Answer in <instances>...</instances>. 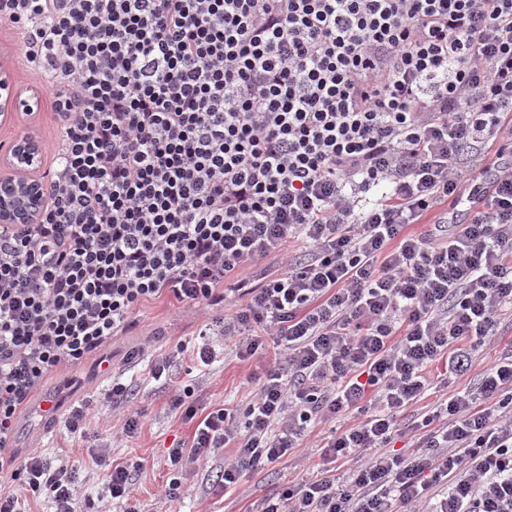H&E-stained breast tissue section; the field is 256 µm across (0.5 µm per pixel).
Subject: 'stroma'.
Returning <instances> with one entry per match:
<instances>
[{
  "label": "stroma",
  "mask_w": 512,
  "mask_h": 512,
  "mask_svg": "<svg viewBox=\"0 0 512 512\" xmlns=\"http://www.w3.org/2000/svg\"><path fill=\"white\" fill-rule=\"evenodd\" d=\"M57 126L58 115L51 99L45 96L32 116L18 115L0 123V143L8 144L24 134H34L45 150L39 169L44 175L53 167L49 148L55 139ZM215 316V311L190 309L170 296H162L147 303L140 312L138 323L124 335L116 337L105 348L104 354L111 364L121 365L129 350L141 344L145 337L153 335L160 350H178V368L186 370L191 364L199 329ZM263 370L261 360L242 362L234 353H225L223 359L212 365L206 378L200 402L202 410L208 411L224 403L231 406L239 404L247 378L261 377ZM111 381V373L97 367L92 360L49 376L18 417L15 446L23 454L32 450L41 451L49 457L72 453L79 467L91 473L90 479L81 486L82 496L100 500L103 512H126V502L103 498L102 481L91 472L93 462L88 450L76 449V441L65 424L66 413L73 406L86 402L92 406L88 418L89 432L102 438L110 437L113 420L105 393ZM44 399L58 404L56 416L48 421L41 420L35 412L36 406ZM168 404L164 390L152 386L139 387L134 406L144 413L142 427L135 437L120 441L112 450L114 462L139 460L143 463L133 490L134 501L141 512H152L159 491L171 477L167 449L172 441L193 438L194 422L169 411ZM329 427L325 423L317 425L306 438L304 447L294 449L281 462L258 466L248 480L232 493L226 494L214 487L215 470L207 468L185 475L184 492L173 504L175 512H259L266 497L287 483L300 481L322 464L318 444Z\"/></svg>",
  "instance_id": "35a3bbf8"
}]
</instances>
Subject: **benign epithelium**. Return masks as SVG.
Masks as SVG:
<instances>
[{"label": "benign epithelium", "mask_w": 512, "mask_h": 512, "mask_svg": "<svg viewBox=\"0 0 512 512\" xmlns=\"http://www.w3.org/2000/svg\"><path fill=\"white\" fill-rule=\"evenodd\" d=\"M40 98L20 96L14 87L11 72L0 69V116L33 111ZM41 142L32 134L13 141L0 153V224H36L47 203L46 186L37 176L41 166Z\"/></svg>", "instance_id": "7a95c632"}]
</instances>
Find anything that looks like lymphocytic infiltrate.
Here are the masks:
<instances>
[{
  "instance_id": "lymphocytic-infiltrate-1",
  "label": "lymphocytic infiltrate",
  "mask_w": 512,
  "mask_h": 512,
  "mask_svg": "<svg viewBox=\"0 0 512 512\" xmlns=\"http://www.w3.org/2000/svg\"><path fill=\"white\" fill-rule=\"evenodd\" d=\"M0 22L61 121L39 222L0 225V512H101L15 423L166 294L224 316L189 382L152 340L126 359L196 423L161 503L214 461L234 491L327 422L346 479L319 469L260 512H512V349L454 385L512 309V0H0ZM270 342L241 404L200 412L225 348ZM440 365L451 389L422 407ZM133 396L113 375L114 440L142 426Z\"/></svg>"
}]
</instances>
